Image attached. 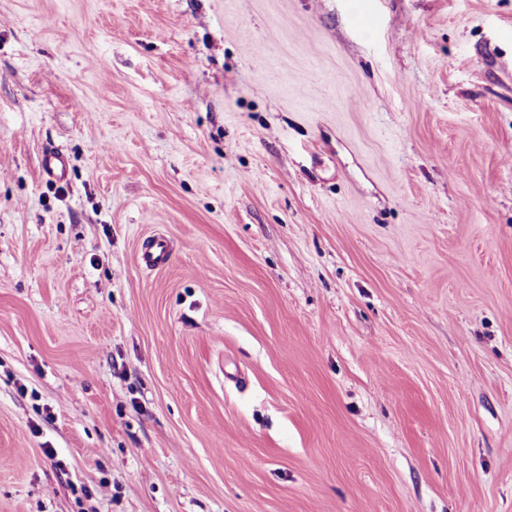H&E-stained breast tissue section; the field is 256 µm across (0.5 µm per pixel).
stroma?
Masks as SVG:
<instances>
[{
  "instance_id": "1",
  "label": "stroma",
  "mask_w": 512,
  "mask_h": 512,
  "mask_svg": "<svg viewBox=\"0 0 512 512\" xmlns=\"http://www.w3.org/2000/svg\"><path fill=\"white\" fill-rule=\"evenodd\" d=\"M0 512H512V0H0ZM170 246L161 237L155 238L142 253V261L147 267L158 268L167 264L170 258Z\"/></svg>"
}]
</instances>
